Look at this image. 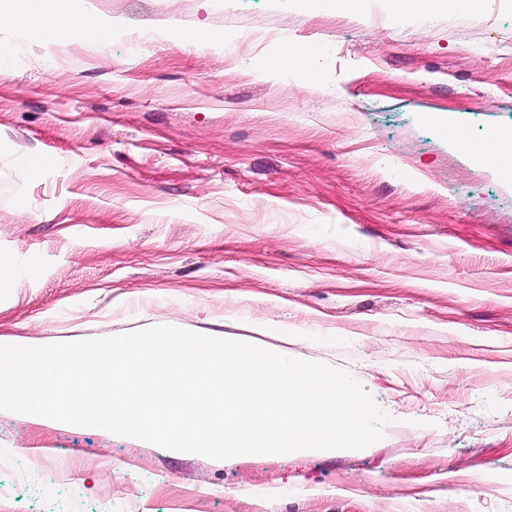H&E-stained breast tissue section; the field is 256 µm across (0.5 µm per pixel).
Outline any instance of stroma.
<instances>
[{"instance_id": "stroma-1", "label": "stroma", "mask_w": 512, "mask_h": 512, "mask_svg": "<svg viewBox=\"0 0 512 512\" xmlns=\"http://www.w3.org/2000/svg\"><path fill=\"white\" fill-rule=\"evenodd\" d=\"M72 6L119 32L0 26V335L173 321L348 371L392 421L217 461L0 411V512H512V183L448 139L512 130V0ZM285 42L328 46L320 85L270 68Z\"/></svg>"}]
</instances>
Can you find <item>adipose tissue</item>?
<instances>
[{"label":"adipose tissue","instance_id":"1","mask_svg":"<svg viewBox=\"0 0 512 512\" xmlns=\"http://www.w3.org/2000/svg\"><path fill=\"white\" fill-rule=\"evenodd\" d=\"M12 24L22 28H37L43 36L58 33L86 40L101 41L111 35L112 30L94 12H77L71 9L70 0H27L23 13H0V25ZM465 130L456 123H449L448 136L457 143L469 146L470 156L492 161L495 167L512 175V134L499 130L490 131L482 140L467 143Z\"/></svg>","mask_w":512,"mask_h":512}]
</instances>
